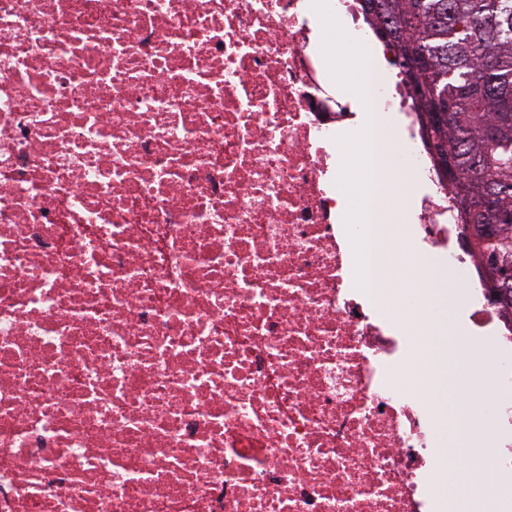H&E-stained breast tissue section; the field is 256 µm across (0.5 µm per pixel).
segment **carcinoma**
<instances>
[{
    "label": "carcinoma",
    "instance_id": "cac0c4a2",
    "mask_svg": "<svg viewBox=\"0 0 512 512\" xmlns=\"http://www.w3.org/2000/svg\"><path fill=\"white\" fill-rule=\"evenodd\" d=\"M371 23L396 44L402 69L430 62L412 99L423 135L448 157L463 229L512 214V0H365ZM451 123L434 121L443 105ZM501 127L493 140L490 127ZM496 207L484 208L489 192ZM488 264L512 268V222L493 242L470 241Z\"/></svg>",
    "mask_w": 512,
    "mask_h": 512
}]
</instances>
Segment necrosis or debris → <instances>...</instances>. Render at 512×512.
Instances as JSON below:
<instances>
[{
  "label": "necrosis or debris",
  "instance_id": "obj_1",
  "mask_svg": "<svg viewBox=\"0 0 512 512\" xmlns=\"http://www.w3.org/2000/svg\"><path fill=\"white\" fill-rule=\"evenodd\" d=\"M357 42L362 0H319ZM305 0H0V512H436L430 406L339 151L403 116L421 251L467 289L512 446V315L380 40ZM316 31L317 47L330 56L334 63H337L339 71L348 77L345 80L343 90L351 95L358 92L359 82L357 76L361 72L364 62V50L356 43H351L344 32L339 30L336 33V23H327L324 19L313 22ZM330 36L327 38V35Z\"/></svg>",
  "mask_w": 512,
  "mask_h": 512
}]
</instances>
